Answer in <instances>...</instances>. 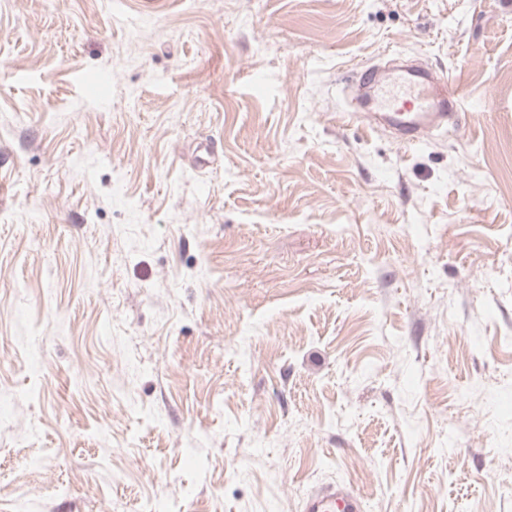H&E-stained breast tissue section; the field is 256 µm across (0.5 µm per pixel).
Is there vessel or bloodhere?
<instances>
[{"instance_id":"obj_1","label":"vessel or blood","mask_w":512,"mask_h":512,"mask_svg":"<svg viewBox=\"0 0 512 512\" xmlns=\"http://www.w3.org/2000/svg\"><path fill=\"white\" fill-rule=\"evenodd\" d=\"M358 87L350 103L352 116L368 127L394 130L407 144L457 122L459 99L449 79L422 64L399 65L386 74L363 67ZM302 512H365V501L350 485L337 483L308 493Z\"/></svg>"}]
</instances>
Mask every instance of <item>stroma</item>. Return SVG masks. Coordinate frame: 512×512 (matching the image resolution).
<instances>
[{
  "instance_id": "1",
  "label": "stroma",
  "mask_w": 512,
  "mask_h": 512,
  "mask_svg": "<svg viewBox=\"0 0 512 512\" xmlns=\"http://www.w3.org/2000/svg\"><path fill=\"white\" fill-rule=\"evenodd\" d=\"M1 391L0 512H512V0H0ZM357 75L362 94L351 98V115L366 126L392 129L413 145L456 125L459 99L446 76L420 63L394 66L389 75L365 66ZM302 512H365L362 495L345 483H336L308 493Z\"/></svg>"
}]
</instances>
